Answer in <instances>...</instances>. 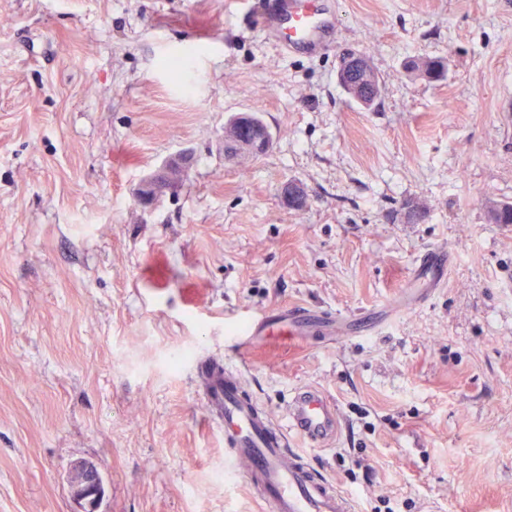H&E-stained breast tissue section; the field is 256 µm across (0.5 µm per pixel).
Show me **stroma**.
<instances>
[{
    "mask_svg": "<svg viewBox=\"0 0 512 512\" xmlns=\"http://www.w3.org/2000/svg\"><path fill=\"white\" fill-rule=\"evenodd\" d=\"M330 9L305 55L258 0H0V512H74L80 461L100 512H264L196 378L226 358L275 419L300 385L335 401L340 436L304 454L355 512H512V224L488 213L512 204V0ZM348 51L380 77L371 108L338 82ZM241 112L260 159L224 154ZM177 154L180 189L140 206ZM431 248L443 284L394 310ZM295 305L335 328L233 346ZM407 69L418 72L428 82H434L445 79L448 65L442 58L417 57L408 61ZM252 130L249 132L251 135L248 138H238L236 134H232L229 131H224V140H228L229 136L237 140V144L241 147V152L245 154L250 151H263L266 152L271 146V138L266 135L264 129H259L258 126L253 124ZM77 472L82 484V493L76 498L80 507L78 512H97L104 495L103 480L97 469L89 463L78 465L77 471L72 473Z\"/></svg>",
    "mask_w": 512,
    "mask_h": 512,
    "instance_id": "obj_1",
    "label": "stroma"
}]
</instances>
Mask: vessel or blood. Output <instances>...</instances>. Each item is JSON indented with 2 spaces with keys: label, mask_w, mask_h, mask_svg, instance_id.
I'll return each mask as SVG.
<instances>
[{
  "label": "vessel or blood",
  "mask_w": 512,
  "mask_h": 512,
  "mask_svg": "<svg viewBox=\"0 0 512 512\" xmlns=\"http://www.w3.org/2000/svg\"><path fill=\"white\" fill-rule=\"evenodd\" d=\"M334 20L325 0H273L262 16L265 35L278 38L286 51L312 53L328 43ZM449 264L445 250L433 248L421 257L416 276L439 287ZM321 315L294 307L282 316L251 321L248 336H271L276 324L289 335L302 336ZM207 406L224 432V447L234 470L268 512H354L350 499L327 479L318 476L293 443L300 436L322 447L339 431L335 403L322 391L302 386L290 393L285 422H275L245 389L238 365L205 363L198 370Z\"/></svg>",
  "instance_id": "b4317fda"
}]
</instances>
